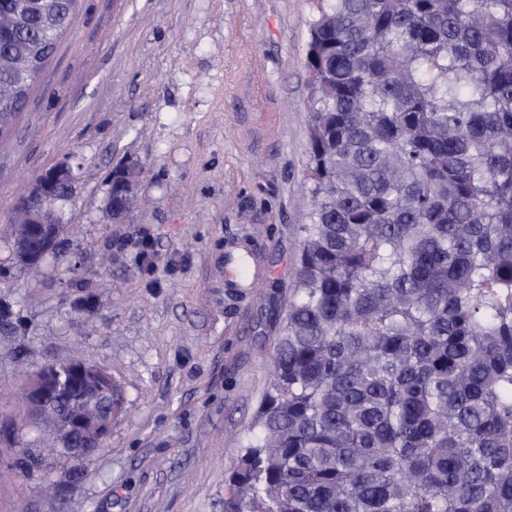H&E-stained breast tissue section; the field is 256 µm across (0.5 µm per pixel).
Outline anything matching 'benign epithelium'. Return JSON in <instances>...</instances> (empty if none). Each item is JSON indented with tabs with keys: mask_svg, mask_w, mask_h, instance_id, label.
I'll return each mask as SVG.
<instances>
[{
	"mask_svg": "<svg viewBox=\"0 0 512 512\" xmlns=\"http://www.w3.org/2000/svg\"><path fill=\"white\" fill-rule=\"evenodd\" d=\"M141 171L135 167L121 169L107 181L105 209L117 222L127 211ZM78 178L70 158L35 175L24 193L14 202V234L10 240L13 251L27 266L37 269L59 251L64 224L58 203L76 192ZM65 380L56 377L57 363H45L37 373L23 383L25 412L42 419L52 416L54 423L44 428L51 441L69 438V444L59 449L77 470L90 464L112 435V423L122 402L106 396L114 386L112 375L103 367L84 359L67 363ZM22 428L15 416L0 418V446L9 448Z\"/></svg>",
	"mask_w": 512,
	"mask_h": 512,
	"instance_id": "7a95c632",
	"label": "benign epithelium"
}]
</instances>
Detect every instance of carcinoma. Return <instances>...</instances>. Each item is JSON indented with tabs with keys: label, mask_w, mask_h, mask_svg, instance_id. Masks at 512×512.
<instances>
[{
	"label": "carcinoma",
	"mask_w": 512,
	"mask_h": 512,
	"mask_svg": "<svg viewBox=\"0 0 512 512\" xmlns=\"http://www.w3.org/2000/svg\"><path fill=\"white\" fill-rule=\"evenodd\" d=\"M79 2L0 0V124ZM306 63L310 223L224 512H512V0H325Z\"/></svg>",
	"instance_id": "carcinoma-1"
}]
</instances>
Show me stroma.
<instances>
[{"mask_svg":"<svg viewBox=\"0 0 512 512\" xmlns=\"http://www.w3.org/2000/svg\"><path fill=\"white\" fill-rule=\"evenodd\" d=\"M317 0H81L0 138V230L30 179L62 160L78 268L35 272L0 244V413L50 360L106 368L124 392L79 476L0 467V512H224L227 479L268 383L277 326L256 290L227 294V239L287 285L309 221V71ZM143 170L113 222L106 181Z\"/></svg>","mask_w":512,"mask_h":512,"instance_id":"obj_1","label":"stroma"}]
</instances>
